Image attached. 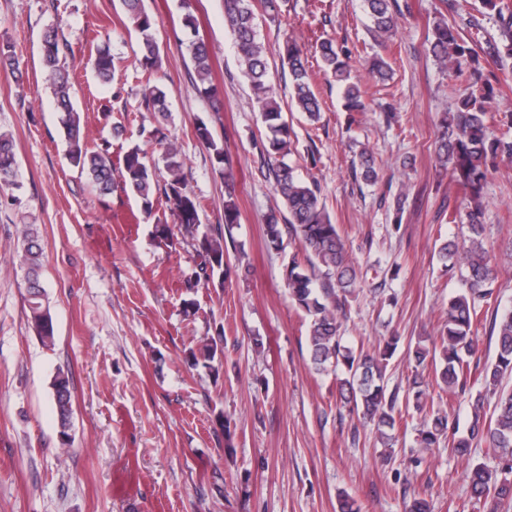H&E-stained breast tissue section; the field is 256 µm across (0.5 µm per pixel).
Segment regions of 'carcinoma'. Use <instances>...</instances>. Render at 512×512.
Instances as JSON below:
<instances>
[{
    "label": "carcinoma",
    "mask_w": 512,
    "mask_h": 512,
    "mask_svg": "<svg viewBox=\"0 0 512 512\" xmlns=\"http://www.w3.org/2000/svg\"><path fill=\"white\" fill-rule=\"evenodd\" d=\"M224 26L234 38L240 66L253 92V105L260 112L265 127L264 152L271 162L273 187L281 198L285 211H273L266 217L264 239L266 245L280 250L284 233L298 240L304 260L293 257L286 267L285 285L291 302L309 319L308 347L313 369L318 373L334 372L337 379V397L366 422L373 423L381 444L393 448L398 442L396 433L406 430L411 413L419 416L418 440L428 450L448 438V447L459 457L468 456L470 448L482 444L492 450L501 462V468L490 471L478 465L467 470L471 498L483 504L484 512H508L512 508V387L504 380L512 377V308L492 310L495 332V360L479 373L487 391L497 395L492 415L485 411V398L477 394L470 400L471 417L467 433H449L448 414L434 406L428 394L430 385L444 393L464 389L470 375L468 358L481 349L478 326L483 308L492 295L491 284L495 269L492 256L484 245L481 192L490 167L499 158H512V141L492 137L488 133L486 103L492 99L495 86L508 77L485 72L480 55L497 62L512 58V0H481L480 14L489 15L499 23L500 40L486 42L476 50L480 23L470 24V33L463 37L448 21L434 23L428 37L430 51L443 67H452L456 78L467 84V93L458 101L454 111L443 116L437 136L438 159L443 167H451L457 185L474 206L467 213L469 246L459 248L453 240L440 244L438 254L446 270L460 271L466 288L448 300L446 318L439 341L432 346L418 338L407 344L409 364L414 368L412 382L399 397L396 390H388L384 381L387 361L396 352L401 337L393 334L373 352L363 351L343 343L341 314L347 297L355 293L356 275L351 267L342 238L321 202L318 191L304 182L295 169L285 162L290 151L291 129L282 117L281 107L273 96L268 79L266 49L255 26L254 0H223ZM372 22L373 31L381 42H386L395 29L393 12L399 8L397 0H363ZM121 7L133 30L141 38L138 58L144 111L154 114L158 126L154 128L156 141L164 145L163 165L150 163L147 153L138 145L129 147L122 157L112 159L109 145L96 149L87 146L81 131V115L71 97V77L61 64L67 46L60 43L55 29H47L42 36V61L45 79L53 90L59 112V123L68 144L71 162L87 173L102 196L119 190L132 194L141 204L145 217L154 219V239L174 247V239L181 238L193 249L194 266L183 276L181 287L190 298L184 300V313L194 314L198 303L192 299L200 286L217 273L229 275L230 263L224 260V230L240 223V211L233 199L234 174L232 161L224 150V141L215 137L212 128L199 120L194 127L197 140L210 152L215 171L224 178V223L202 224L203 207L198 197L188 188L185 164L175 141L164 132L170 112L167 93L160 83L163 58L155 39L160 26L158 17L146 9L144 0H121ZM323 71L343 88V107L347 112H363L366 104L359 84L350 76V53L336 45L331 38L318 44ZM192 66L197 72L200 96L212 103L219 100V90L213 83L212 64L206 43L197 38L186 42ZM282 64L288 66L291 79V99L308 119H320L321 107L311 88L307 60L302 47L293 40L283 46ZM118 60L109 48H96L93 68L96 77L108 83L115 77ZM369 71L378 80L391 79L392 68L381 55L369 61ZM360 178L372 182L377 178L374 160L363 151L359 155ZM13 175L12 185L20 188L18 162L12 135L0 131V174ZM168 210L175 227L168 218L158 215V208ZM43 246L33 224L24 225L20 265L25 270L29 318L37 335L46 346L54 344L53 318L46 305L45 289L41 280ZM224 330L217 336L204 337L197 347L189 350L187 361L212 371L223 350L219 348ZM53 399L62 444H68L72 415V392L69 375L59 372L53 382ZM429 502L422 493L413 491L404 498V512H430Z\"/></svg>",
    "instance_id": "carcinoma-1"
}]
</instances>
